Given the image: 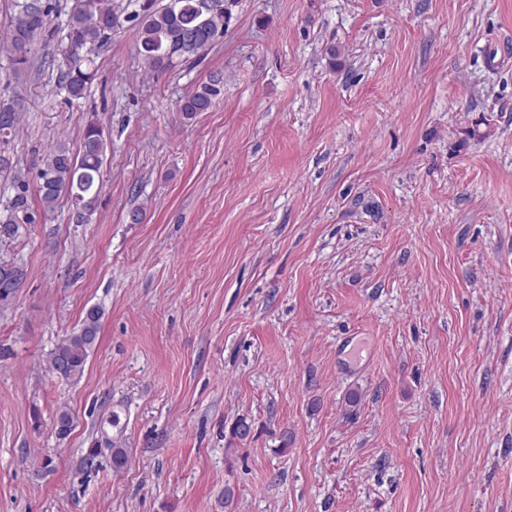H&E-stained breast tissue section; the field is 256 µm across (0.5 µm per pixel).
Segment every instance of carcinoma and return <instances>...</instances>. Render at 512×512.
<instances>
[{"mask_svg":"<svg viewBox=\"0 0 512 512\" xmlns=\"http://www.w3.org/2000/svg\"><path fill=\"white\" fill-rule=\"evenodd\" d=\"M203 0H145L141 11L132 20L139 28L138 53L154 71L173 66L176 60L202 56L224 36V0H213L215 7L202 8ZM53 0H13V14L8 22V51L15 73L31 65V53L37 37L46 31ZM112 0H73L67 27L69 40L57 45L64 69L59 82L71 99L84 96L88 84L96 75V52L110 39L117 24ZM221 92L220 79L214 78L181 99L180 111L191 119L207 111ZM20 120L13 107L0 108V168L11 165L5 157V147L16 134ZM107 143L103 130L90 124L78 151L58 143L41 157L37 170V196L43 213L53 212L62 199L79 197L81 209L74 211L76 222L82 223L94 205L104 185L103 160ZM14 193L6 199L0 218V241L13 240L20 234L17 221L24 214L26 224L34 222L29 213V183L21 173L13 177ZM103 310L92 306L85 312L78 328L63 337L49 353L48 370L62 374L66 380L82 376L88 356L99 341ZM57 432L67 436L73 427V416L67 407L56 414Z\"/></svg>","mask_w":512,"mask_h":512,"instance_id":"carcinoma-1","label":"carcinoma"}]
</instances>
